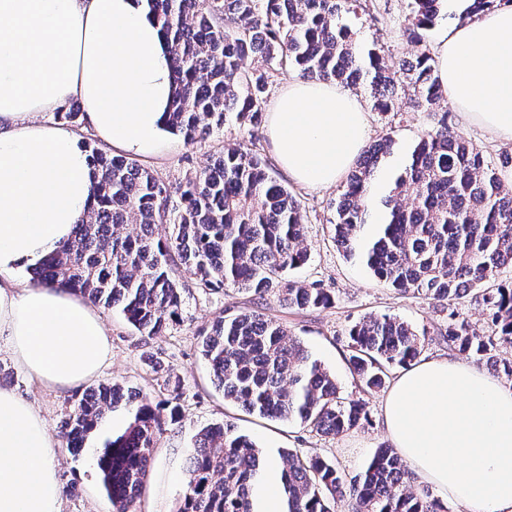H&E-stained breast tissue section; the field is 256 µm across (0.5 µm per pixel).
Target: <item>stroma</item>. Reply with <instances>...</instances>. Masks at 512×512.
<instances>
[{"mask_svg": "<svg viewBox=\"0 0 512 512\" xmlns=\"http://www.w3.org/2000/svg\"><path fill=\"white\" fill-rule=\"evenodd\" d=\"M373 4L379 22L371 26L364 18L353 19L357 38L366 47H381L388 56L399 57L403 49L399 28L407 12V0H373ZM368 122L369 140L392 138L393 154L388 165L396 168L432 126L433 119L427 113L406 108L395 115L369 111ZM241 135V129L233 121L225 125L222 134L192 144L170 133L163 149L146 158L144 164L163 180L179 181L203 169L224 138ZM291 189L301 202L310 249L308 262L292 271L291 276L305 283H321L330 289L334 302L327 308L288 311L271 297L265 312L286 323L312 355L324 363L335 375L343 396L363 398L368 421L362 427L330 437L295 421L260 419L225 402L202 356L199 333L222 310L249 307V294L231 290L213 293L198 288L194 280L185 279L183 323L170 328L167 335L153 339L133 333L115 311L100 309L99 315L112 340V358L99 373V381L122 383L129 391L149 397L152 404L163 403L168 394L146 363L150 354L160 356L181 380L182 417L179 423L163 427L137 502L139 512H176L185 488L194 436L199 429L215 422L233 424L238 432L252 437L270 454L290 449L333 461L351 475L361 471L377 448L390 443L382 415L385 390L362 393L347 362L346 331L363 316L390 313L425 331L422 359L443 358L449 354L447 346L439 343L435 336L437 328L447 324V315L440 306L422 296L397 294L373 278L359 261L347 259L337 248L329 222L334 216L332 204L339 194L338 186L313 188L295 183ZM0 367L5 370L0 377V387L21 395L42 416L50 435H57V426L71 404V393L51 389L23 372L4 340L0 341ZM128 420V408L122 406L113 410L80 456H72L66 447H59L57 464L62 485V512H111L101 486L97 457L104 441L120 433Z\"/></svg>", "mask_w": 512, "mask_h": 512, "instance_id": "stroma-1", "label": "stroma"}]
</instances>
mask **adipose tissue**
Returning a JSON list of instances; mask_svg holds the SVG:
<instances>
[{
  "label": "adipose tissue",
  "mask_w": 512,
  "mask_h": 512,
  "mask_svg": "<svg viewBox=\"0 0 512 512\" xmlns=\"http://www.w3.org/2000/svg\"><path fill=\"white\" fill-rule=\"evenodd\" d=\"M436 67L473 124L512 145V6L453 28ZM173 90L168 53L146 0H0V337L18 365L70 390L109 362L97 310L17 273L70 238L92 202L95 167L67 126L69 100L113 152L145 157L165 138ZM275 158L293 181L328 187L367 137L348 89L292 80L267 114ZM394 448L424 481L471 512H512V383L451 357L415 363L389 388ZM0 512H61L57 449L37 411L0 389Z\"/></svg>",
  "instance_id": "obj_1"
}]
</instances>
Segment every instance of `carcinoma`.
<instances>
[{"mask_svg": "<svg viewBox=\"0 0 512 512\" xmlns=\"http://www.w3.org/2000/svg\"><path fill=\"white\" fill-rule=\"evenodd\" d=\"M457 19L512 0H461ZM168 44L176 84L168 132L188 144L224 129L229 115L248 128V142L229 139L203 171L170 184L137 160L86 144L98 180L94 202L72 238L34 267L41 286L65 288L117 310L145 338L183 321L180 270L206 290L234 289L252 306L220 312L201 332V352L224 400L267 419L297 420L327 436L367 421L365 403L342 396L336 377L312 357L283 322L263 311L268 297L291 310L326 307L328 289L287 272L307 263L301 204L258 147L269 87L279 74L355 88L369 81L374 110L394 112L400 99L436 118L392 175L383 164L393 140L367 145L349 170L330 227L336 247L358 259L401 295H422L448 310L443 341L512 379V187L494 164L448 124L447 91L439 81L427 32L448 18V0H408L400 28L407 49L389 64L364 48L348 15L361 9L378 21L370 0H146ZM257 65L247 69L244 61ZM136 224L140 232L127 227ZM156 224L171 228L162 239ZM482 307L491 333L479 335L458 311L466 298ZM349 364L362 391L385 386L388 370L408 367L423 349L418 330L391 314L370 313L347 331ZM181 417L180 381L152 354ZM119 383L102 382L72 401L60 423L77 455L123 398ZM124 431L97 459L112 512H137L162 431L146 397L131 408ZM285 512H443L413 489L415 473L393 448L376 449L357 474L291 450L278 452ZM270 456L227 423L199 431L178 512H255L254 491Z\"/></svg>", "mask_w": 512, "mask_h": 512, "instance_id": "1", "label": "carcinoma"}]
</instances>
